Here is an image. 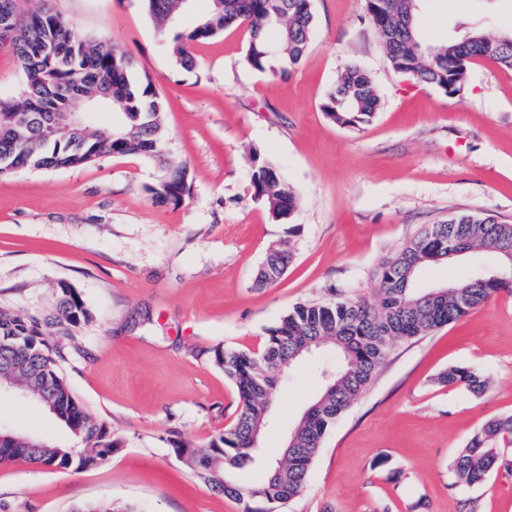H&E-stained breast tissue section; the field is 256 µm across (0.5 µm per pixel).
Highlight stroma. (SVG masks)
Listing matches in <instances>:
<instances>
[{"instance_id":"obj_1","label":"stroma","mask_w":512,"mask_h":512,"mask_svg":"<svg viewBox=\"0 0 512 512\" xmlns=\"http://www.w3.org/2000/svg\"><path fill=\"white\" fill-rule=\"evenodd\" d=\"M81 38H107L160 92L168 152L187 165L189 193L155 201L162 171L139 155L104 154L61 169L0 174V307L47 308L71 284L91 319L61 339L74 397L121 443L78 473L0 465V512H73L82 503L138 512H242L179 459L231 426L239 399L204 352L260 351L267 328L297 303L373 298L380 262L427 224L459 213L512 224V71L472 60L457 92L414 83L389 65L364 0H314L315 35L289 75L249 69L245 29L194 47L178 67L141 0H54ZM427 41L467 28L512 30V0H424ZM372 78L375 119L337 126L320 104L349 65ZM273 161L299 204L273 221L253 196V154ZM295 259L275 284L255 273L272 245ZM332 356L295 365L272 396L261 456L238 469L258 486L289 430L321 392ZM465 366L483 394L445 386ZM512 414V294L396 345L372 384L325 434L300 496L282 512H512V472L453 485V461L491 418ZM0 426L70 442L55 417L0 392ZM438 381L444 385L463 384L473 394H482L487 388V380L479 373L465 367L453 366L438 377Z\"/></svg>"}]
</instances>
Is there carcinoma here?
Here are the masks:
<instances>
[{"label":"carcinoma","instance_id":"carcinoma-1","mask_svg":"<svg viewBox=\"0 0 512 512\" xmlns=\"http://www.w3.org/2000/svg\"><path fill=\"white\" fill-rule=\"evenodd\" d=\"M198 0H142L144 11L156 26L171 29ZM205 10L195 27L177 33L167 43L177 66L190 70L196 63L192 48L228 27H243L249 34L245 63L260 73L286 75L299 64L314 37L313 0H204ZM368 17L378 31L390 66L415 83L444 89L460 87L468 63L489 58L512 70V32L490 35L472 28L443 41H425L420 24V0H387L380 10L377 0H365ZM10 49L26 76L20 100L0 99V157L7 156L15 168H62L87 165L113 150L112 139L88 132L73 142L46 139L44 123L51 116L79 104L76 95L95 94L99 111L112 114L114 135L127 139L115 152L156 159L165 173L149 188L163 202L177 204L188 193L184 162L166 152L167 130L159 94L146 75H138L131 58L106 39L88 40L75 35L66 19L52 8L30 14L20 24ZM380 99L371 77L361 68L345 69L326 94L322 111L334 124L359 128L370 123ZM28 115L25 127H14L16 112ZM252 184L255 197L277 222L287 220L297 207L294 188L272 163L254 154ZM437 236L424 230L386 257L377 270L378 290L374 300L334 299L299 304L277 324L267 329L259 352L206 351L224 371L239 398L233 425L218 434L210 452L187 450L175 443V452L212 490L244 503V512H260L250 506L259 498L269 505H284L303 490L309 470L327 430L351 402L374 380L377 370L398 340H410L445 327L481 307L499 292L512 288V263L504 253L512 250V224L491 216L455 214L435 224ZM457 245L461 254L475 253L480 260L502 262L497 279L479 265L446 288H422L419 276L434 262V252L443 242ZM291 245L281 242L267 251L254 279V286L277 282L290 263ZM90 319L78 293L70 284L59 285L46 312H15L0 308V326L23 337L16 351L17 364L0 372V383L13 385L29 397L53 403L56 418L80 443L73 447L46 440L43 448H27L21 442L0 443V465L21 460L65 471H83L112 458L120 442L97 422L71 394L60 375L63 358L55 337H69ZM335 351L337 364L324 373L323 392L307 407L288 434V448L271 467L261 485L248 489L238 485L226 466L242 468L256 459L250 435L264 428L281 369L306 354V347ZM444 385L462 384L481 394L487 380L480 374L453 366L438 377ZM512 441V415L494 418L474 435L454 461L455 485L481 484L499 463L498 447Z\"/></svg>","mask_w":512,"mask_h":512}]
</instances>
